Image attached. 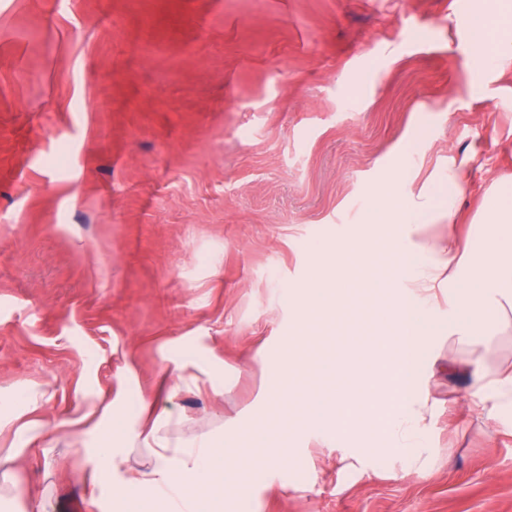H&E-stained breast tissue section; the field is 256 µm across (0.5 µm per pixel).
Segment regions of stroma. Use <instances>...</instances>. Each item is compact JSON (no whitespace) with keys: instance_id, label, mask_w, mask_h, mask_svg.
Listing matches in <instances>:
<instances>
[{"instance_id":"1","label":"stroma","mask_w":512,"mask_h":512,"mask_svg":"<svg viewBox=\"0 0 512 512\" xmlns=\"http://www.w3.org/2000/svg\"><path fill=\"white\" fill-rule=\"evenodd\" d=\"M458 0H0V412L44 394L114 414L27 447L9 512H89L76 480L137 393L201 348L240 365L291 336L311 255L370 219L368 191L439 193L473 155L472 215L512 184V66L473 73ZM512 367L511 336H450ZM135 379L119 386L126 363ZM266 377L179 398L185 433L249 412ZM437 372L424 471L342 465L315 441L255 476L233 512H512V433Z\"/></svg>"}]
</instances>
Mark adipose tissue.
<instances>
[{
    "instance_id": "adipose-tissue-1",
    "label": "adipose tissue",
    "mask_w": 512,
    "mask_h": 512,
    "mask_svg": "<svg viewBox=\"0 0 512 512\" xmlns=\"http://www.w3.org/2000/svg\"><path fill=\"white\" fill-rule=\"evenodd\" d=\"M470 27L479 68L512 60V0H495L492 9L475 14ZM473 156L461 154L448 162V184L439 200L425 193H403L385 183L373 191L381 223L390 225L399 248V263L392 280L374 282L387 298L380 321L381 336L359 355L342 354L323 360L324 376L348 373L350 383L335 394L294 391L290 380L299 363L295 352L318 321L335 322L343 283L352 265H373L375 242L363 227L317 247L309 278L288 292V308L295 330L286 346L270 350L259 346L253 362L270 367L272 374L261 393L257 415L235 421L217 432L183 433L184 413L172 411L181 395L195 392L207 379L213 394L224 393V367L178 360L174 374H162L156 386L140 393L141 415L136 428L115 439L104 432L97 448L98 462L90 472L95 487L118 486L121 493H150L161 499L166 512H198L201 500L223 512L225 501L243 496L253 479L249 466L273 468L293 462L296 441L317 436L334 449L339 461L369 467L374 458H398L407 471L427 466L429 453L427 412L431 405L429 382L435 373L437 333H512V193H487L473 217L480 224L482 244L471 251L455 236L425 237L428 224L455 223L459 203L468 193ZM446 283L452 297L455 322L441 323L434 302V285ZM453 365L472 368L475 406L496 426L512 429L503 410L512 405V369L483 368L469 352L457 355ZM291 409L288 418L276 419L269 407ZM44 407L26 397L19 414L0 418V501L12 495L14 471L23 454L15 440L31 426ZM145 449L140 463L130 451Z\"/></svg>"
}]
</instances>
